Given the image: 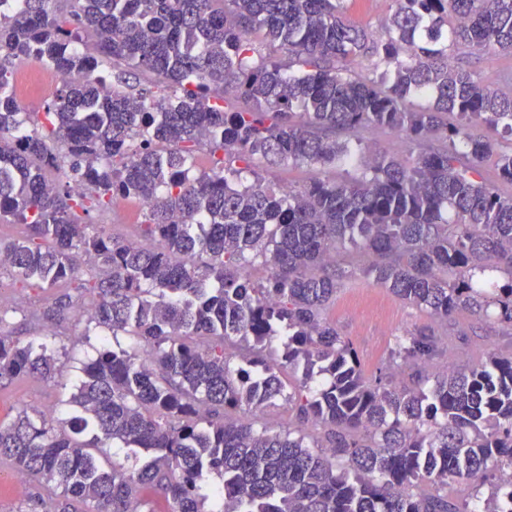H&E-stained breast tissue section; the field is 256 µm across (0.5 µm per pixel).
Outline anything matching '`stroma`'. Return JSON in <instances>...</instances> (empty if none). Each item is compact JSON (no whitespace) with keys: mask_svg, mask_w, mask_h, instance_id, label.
I'll return each instance as SVG.
<instances>
[{"mask_svg":"<svg viewBox=\"0 0 512 512\" xmlns=\"http://www.w3.org/2000/svg\"><path fill=\"white\" fill-rule=\"evenodd\" d=\"M347 18L355 25L383 35L384 25L391 10V0H344ZM454 58L459 64L473 70L484 85L495 89L512 77V54L484 52L467 46L455 48ZM339 140L361 145L368 153L386 152L400 148L408 152L409 141L380 127H359L338 132ZM353 166L323 168L317 165L290 164L278 168H262L266 185H288L300 188L317 178L347 179L353 175ZM145 213L138 200H128L125 207L91 212L88 223L101 228L109 236L125 241L143 242L142 224ZM338 262L346 269L355 270V277L347 280L336 295V302L326 312L337 331L354 348L366 375H375L388 364L397 336L414 328L432 326L443 342L435 365H447L467 370L484 362L489 356L512 354V326L497 317L486 318L460 312L437 321L425 312L402 301L377 285L373 279L360 275L359 270L369 264V256L348 248L339 252ZM90 274L80 267L76 279L47 291L36 285L20 282L8 273L0 274V294L10 296L7 331L22 340L48 341L64 364L62 376L55 379L39 377L18 378L0 387V422L13 419L22 409L50 408L57 416H64L65 404L77 381L81 360L94 356L96 347L112 339L109 331L88 330L86 319L76 316L78 308L89 305L93 293L84 286ZM61 297L68 304L64 318H48L44 312L54 298Z\"/></svg>","mask_w":512,"mask_h":512,"instance_id":"stroma-1","label":"stroma"}]
</instances>
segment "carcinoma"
Listing matches in <instances>:
<instances>
[{
    "mask_svg": "<svg viewBox=\"0 0 512 512\" xmlns=\"http://www.w3.org/2000/svg\"><path fill=\"white\" fill-rule=\"evenodd\" d=\"M49 3L22 0L0 18V221L28 229L0 242V270L51 290L87 258V322L112 332V345L82 364L70 417L22 410L0 423V460L52 485L40 506L155 512L148 488L168 512H512V355L435 374L440 339L417 328L395 340L392 359L408 370L396 385L366 377L325 316L354 276L336 267L349 242L373 257L364 275L430 316L493 310L512 325V197L479 171L495 154L512 183V153L468 132L481 122L512 136V86L487 88L452 57L461 42L512 54V0H392L384 39L349 22L338 0H70L66 17ZM256 31L300 69L255 59ZM83 33L94 43L82 51ZM22 57L82 82L34 118L10 91ZM358 58L387 69L366 78L349 68ZM130 68L155 82L131 81ZM428 91L430 105L405 107ZM230 96L250 107L229 109ZM27 123L36 132L19 134ZM359 126L448 145L374 154L344 182L286 192L242 182L259 163L342 162L349 146L332 133ZM203 150L211 165L197 174ZM51 171L85 192L61 191ZM116 196L144 204L156 246L83 222L79 212ZM257 258L270 268L261 281L248 272ZM488 272L508 283L482 287ZM6 318L0 386L62 375L53 349L21 343L3 331ZM278 336L280 353L263 357ZM285 366L301 378L286 380ZM279 401L300 428L234 417ZM107 447L145 457L106 468ZM213 474L224 491L207 510ZM461 478L489 486L488 497L474 507L449 499ZM422 485L434 492L415 493Z\"/></svg>",
    "mask_w": 512,
    "mask_h": 512,
    "instance_id": "cac0c4a2",
    "label": "carcinoma"
}]
</instances>
